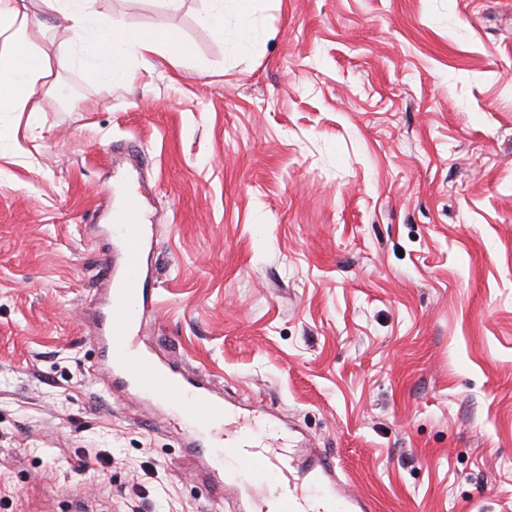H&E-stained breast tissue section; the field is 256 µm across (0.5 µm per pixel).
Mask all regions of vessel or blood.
Instances as JSON below:
<instances>
[{
    "mask_svg": "<svg viewBox=\"0 0 512 512\" xmlns=\"http://www.w3.org/2000/svg\"><path fill=\"white\" fill-rule=\"evenodd\" d=\"M119 231L123 250L116 271L118 287L109 295L112 319L104 343L125 378L141 392L180 398L182 416L200 427L211 430L222 425L225 455L267 476L277 486L274 499L253 500L254 512H374L373 500L352 495L337 482L336 467L326 457L298 467L282 442L255 441L241 434L238 419L225 413L223 402L214 397L209 384L160 364L148 354H132L137 315L151 299L143 282L146 226L137 197L127 199Z\"/></svg>",
    "mask_w": 512,
    "mask_h": 512,
    "instance_id": "vessel-or-blood-1",
    "label": "vessel or blood"
}]
</instances>
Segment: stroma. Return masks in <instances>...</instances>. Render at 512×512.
<instances>
[{"instance_id":"obj_1","label":"stroma","mask_w":512,"mask_h":512,"mask_svg":"<svg viewBox=\"0 0 512 512\" xmlns=\"http://www.w3.org/2000/svg\"><path fill=\"white\" fill-rule=\"evenodd\" d=\"M95 0L179 64L60 49L0 112V512H248L177 401L111 381L110 212L148 215L137 348L382 512H512V0ZM213 6L201 17V21L213 29L223 32L227 17L244 22L250 0H211Z\"/></svg>"}]
</instances>
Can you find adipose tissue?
Here are the masks:
<instances>
[{
    "instance_id": "ef3b65f1",
    "label": "adipose tissue",
    "mask_w": 512,
    "mask_h": 512,
    "mask_svg": "<svg viewBox=\"0 0 512 512\" xmlns=\"http://www.w3.org/2000/svg\"><path fill=\"white\" fill-rule=\"evenodd\" d=\"M47 2L70 32L67 48L91 80L123 83L128 77L123 62L130 56L147 58L163 52L175 61L181 57L171 38L127 28L112 17H98L91 9L92 0ZM35 19L28 0H0V35L9 41L8 48L0 50V112L26 111L47 70L45 56L28 40Z\"/></svg>"
}]
</instances>
